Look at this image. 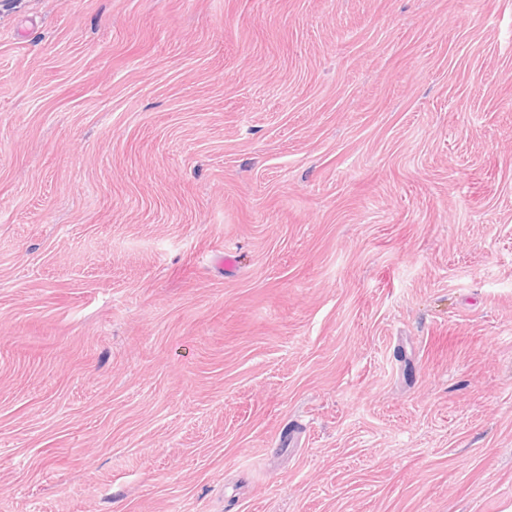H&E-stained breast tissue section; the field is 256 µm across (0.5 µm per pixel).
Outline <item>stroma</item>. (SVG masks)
Returning <instances> with one entry per match:
<instances>
[{
    "mask_svg": "<svg viewBox=\"0 0 512 512\" xmlns=\"http://www.w3.org/2000/svg\"><path fill=\"white\" fill-rule=\"evenodd\" d=\"M0 512H512V0H0Z\"/></svg>",
    "mask_w": 512,
    "mask_h": 512,
    "instance_id": "obj_1",
    "label": "stroma"
}]
</instances>
